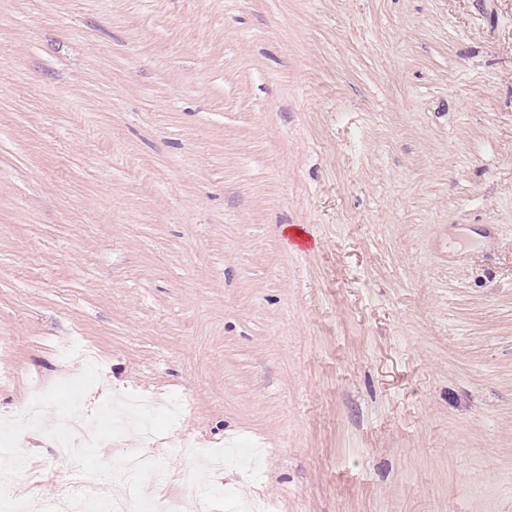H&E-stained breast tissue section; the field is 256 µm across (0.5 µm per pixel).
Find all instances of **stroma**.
Segmentation results:
<instances>
[{
    "mask_svg": "<svg viewBox=\"0 0 512 512\" xmlns=\"http://www.w3.org/2000/svg\"><path fill=\"white\" fill-rule=\"evenodd\" d=\"M77 337L151 494L512 512V0H0V420Z\"/></svg>",
    "mask_w": 512,
    "mask_h": 512,
    "instance_id": "35a3bbf8",
    "label": "stroma"
}]
</instances>
